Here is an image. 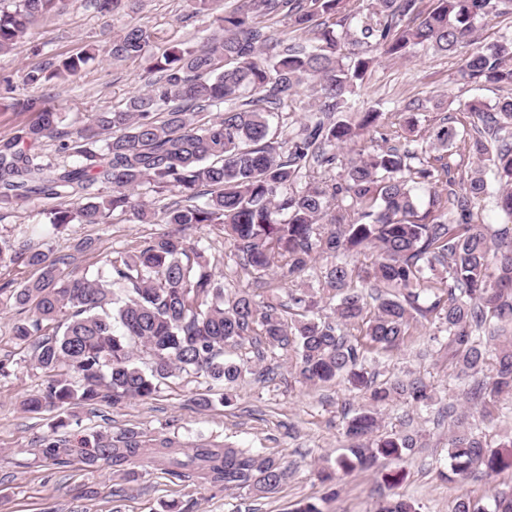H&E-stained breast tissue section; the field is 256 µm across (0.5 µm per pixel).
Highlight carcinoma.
Here are the masks:
<instances>
[{"mask_svg": "<svg viewBox=\"0 0 512 512\" xmlns=\"http://www.w3.org/2000/svg\"><path fill=\"white\" fill-rule=\"evenodd\" d=\"M511 1L437 0L412 23L419 0H367L352 29L345 0H239L199 45H174L155 58L141 26L112 39V60L148 61L150 78L124 107L97 113L71 134L40 96L24 99L22 111L36 117L0 138V209L47 198L59 200L46 213L56 230L106 224L115 212L171 226L117 253L95 278L73 275L62 268L64 259L20 243L15 253L36 276L9 291L13 306L30 312L13 321L11 333L33 342L34 363L49 374L26 409L149 399L176 373H202L231 389L247 373L264 377L273 369L226 359L224 347L246 345L260 361L278 351L303 382L344 381L368 400L346 422V453L318 472L327 483L419 446L417 432L368 438L379 429L378 406L399 399L426 406L433 400L428 385L417 378L377 384L365 368L366 353L399 349L418 323L443 336L458 377L489 372L487 382L469 389L472 400L512 395V239L489 235L471 210L473 200L488 196L512 221V96L474 111L477 122L466 135L477 165L458 179L447 155L458 132L448 119L410 139L416 119L395 112L381 134L384 146L365 156L356 151L358 140L381 127L383 113L344 116L376 63L374 51L391 58L420 46L456 52L461 83L512 87V40L468 49L475 21ZM65 2L0 0V53ZM274 20L310 38L281 39L271 31ZM91 56L89 49L71 55L49 74L34 67L25 82L37 88L52 77L67 80ZM303 95L311 103L298 131L272 129L269 116ZM46 139L59 140L76 160L44 162ZM99 183L112 185V194L96 192ZM421 188L429 191L422 214ZM143 189L169 202L157 212L135 198ZM198 224L233 242L235 267L247 274L276 268L280 277L303 282L317 258H334L317 280L330 312L307 288L289 292L286 303L265 281L260 295L225 292L208 247L184 235ZM365 249L376 252L371 264L344 261ZM139 348L150 356L146 368L134 362ZM41 454L56 464L76 454L89 468L105 462L121 471L146 460L179 479L244 489L256 500L276 493L296 469L254 448L214 443L186 450L173 438L132 429L95 432L75 444L47 436ZM448 456L456 480L476 468L512 471V437L493 447L460 429L448 437ZM420 509L391 498L375 512ZM453 512H512V489L491 511L461 495Z\"/></svg>", "mask_w": 512, "mask_h": 512, "instance_id": "carcinoma-1", "label": "carcinoma"}]
</instances>
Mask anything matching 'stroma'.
Segmentation results:
<instances>
[{"label": "stroma", "instance_id": "35a3bbf8", "mask_svg": "<svg viewBox=\"0 0 512 512\" xmlns=\"http://www.w3.org/2000/svg\"><path fill=\"white\" fill-rule=\"evenodd\" d=\"M213 19V13L196 12L191 0H128L124 10L113 14L99 11L92 0H68L61 14L40 22L9 53L0 55V137L33 118L32 113L9 109L10 103L30 95L23 78L31 67L95 48V59L79 76L50 81L38 90L46 106L61 114L63 129L73 131L145 85L142 62L111 60L108 47L113 35L141 24L151 32V52L158 56L171 45L203 41L214 30ZM456 70L455 54L431 48H417L404 59L382 57L368 71L356 101L383 112L411 109L422 129L449 116L463 131L474 121L473 102L492 106L507 91L459 84ZM46 207V202L35 200L0 211V238H25L52 256L66 258L69 271L78 276L96 275L116 252L167 230L166 225L140 224L131 215L117 213L105 224H70L56 231L44 221ZM87 239L91 249L78 250V243ZM33 275V269L12 253L0 257V359L10 362L9 376L0 377V512H166L173 501L186 512H246L251 504L257 512H295L306 499L318 501L323 512H372L381 495L413 498L422 512H452L459 495L489 508L495 494L512 488L510 471L479 474L463 484L446 477L449 435L464 426L497 444L500 432L512 429V399L497 402L498 424L488 425L482 404L468 399L469 384L457 378L431 325L415 332L413 345L369 354L367 362L378 381L418 377L431 388V406L400 400L381 409L383 431H418L423 448L401 461L383 459L375 468L340 475L330 485L318 481L317 471L347 448L345 416L349 409L364 405L365 398L342 382L323 387L302 384L284 364L273 378L249 375L239 381L228 406L221 400L223 386L177 374L149 400L26 411L24 399L44 388L46 375L35 366L31 350L12 336L15 310L5 291ZM204 398L209 406H201ZM451 403L456 406L454 415L436 422L438 409ZM128 428L176 438L185 448L211 441L255 448L295 462L297 470L275 494L253 502L246 491L201 487L148 463L126 476L107 464L87 468L73 457L59 465L38 453L41 440L53 432L70 437Z\"/></svg>", "mask_w": 512, "mask_h": 512}]
</instances>
